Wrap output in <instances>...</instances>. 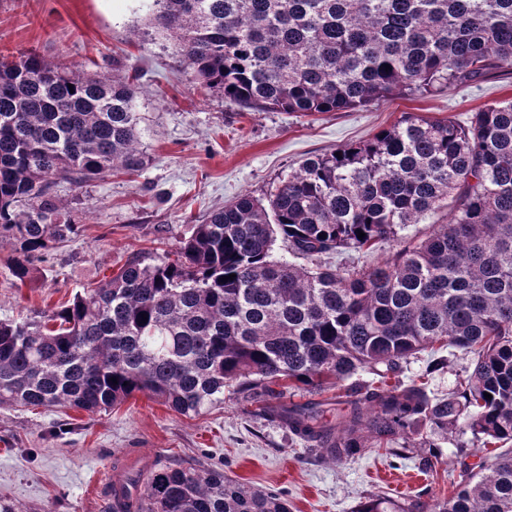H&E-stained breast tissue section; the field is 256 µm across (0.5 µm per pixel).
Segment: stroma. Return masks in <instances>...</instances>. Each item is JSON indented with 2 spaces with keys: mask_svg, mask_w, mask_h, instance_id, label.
I'll list each match as a JSON object with an SVG mask.
<instances>
[{
  "mask_svg": "<svg viewBox=\"0 0 512 512\" xmlns=\"http://www.w3.org/2000/svg\"><path fill=\"white\" fill-rule=\"evenodd\" d=\"M150 0H0V58L33 50L86 73L134 75L139 172H116L79 186L60 184L64 214L77 230L55 243L23 285L0 246V321L34 318L68 304L83 289L140 254L156 264L171 255L191 225L242 194L266 198L305 158L365 141L405 112L469 120L512 99V75L393 97L343 112H249L200 88L171 40L149 27ZM422 353L404 364L401 381L426 382L442 396L460 390L472 369L455 353L430 370ZM403 435L405 458L367 448L332 462L290 436L233 387L197 414H180L140 394L90 413L0 407V502L15 512H109L105 470L136 456L141 468L197 461L223 468L247 486L285 494L291 512H357L379 496L409 501L422 488L443 500L474 457L454 442L420 448ZM437 454L432 472L424 458Z\"/></svg>",
  "mask_w": 512,
  "mask_h": 512,
  "instance_id": "stroma-1",
  "label": "stroma"
}]
</instances>
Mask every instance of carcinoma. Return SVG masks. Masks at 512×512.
<instances>
[{"label":"carcinoma","instance_id":"obj_1","mask_svg":"<svg viewBox=\"0 0 512 512\" xmlns=\"http://www.w3.org/2000/svg\"><path fill=\"white\" fill-rule=\"evenodd\" d=\"M154 2L150 24L193 80L249 111L340 112L512 74V0ZM136 93L132 78L33 50L0 60V244L12 247L16 281L74 232L58 182L143 168ZM443 208L448 223L398 235ZM279 239L294 260L273 256ZM385 240L396 249L377 266L318 263ZM436 345L476 355L462 391L388 383ZM233 382L335 462L364 448L400 456L408 430L436 448L463 422L472 439L460 447L475 449L478 471L420 512H512V100L463 125L407 113L305 159L266 200L244 194L211 212L175 259L133 255L39 321H0V406L95 412L141 393L189 414ZM332 388L334 423L323 400L280 401ZM124 485L112 512H290L283 495L194 463L139 470ZM358 512L412 509L374 498Z\"/></svg>","mask_w":512,"mask_h":512}]
</instances>
